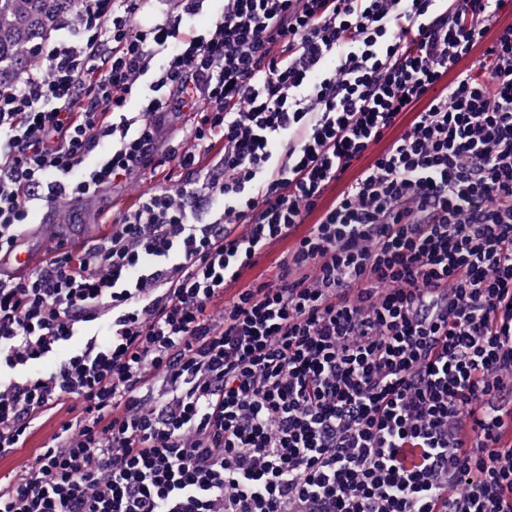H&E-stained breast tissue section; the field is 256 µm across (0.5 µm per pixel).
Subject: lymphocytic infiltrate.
<instances>
[{
	"mask_svg": "<svg viewBox=\"0 0 512 512\" xmlns=\"http://www.w3.org/2000/svg\"><path fill=\"white\" fill-rule=\"evenodd\" d=\"M205 2L76 0L81 37L0 89L1 256L46 203L178 177L0 274V456L67 414L0 512H512L506 0H224L186 29ZM293 242L294 239H288V241H283L275 245L267 254L259 258L256 266L246 270L240 282L232 288H239L245 284L270 280L273 274L278 270L280 260L286 255Z\"/></svg>",
	"mask_w": 512,
	"mask_h": 512,
	"instance_id": "lymphocytic-infiltrate-1",
	"label": "lymphocytic infiltrate"
}]
</instances>
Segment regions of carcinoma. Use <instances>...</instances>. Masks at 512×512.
<instances>
[{
    "label": "carcinoma",
    "mask_w": 512,
    "mask_h": 512,
    "mask_svg": "<svg viewBox=\"0 0 512 512\" xmlns=\"http://www.w3.org/2000/svg\"><path fill=\"white\" fill-rule=\"evenodd\" d=\"M75 17L74 0H0V87L24 81L33 46Z\"/></svg>",
    "instance_id": "obj_1"
}]
</instances>
